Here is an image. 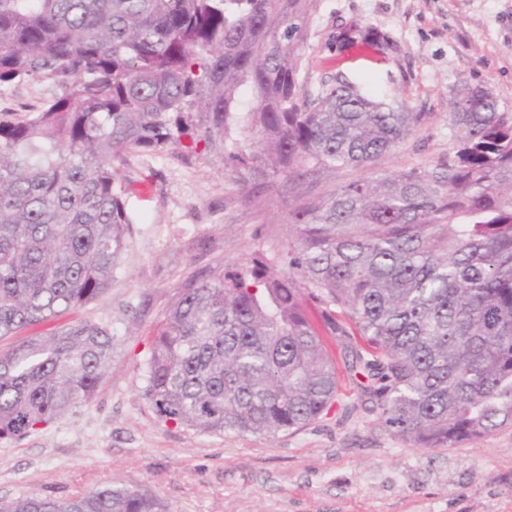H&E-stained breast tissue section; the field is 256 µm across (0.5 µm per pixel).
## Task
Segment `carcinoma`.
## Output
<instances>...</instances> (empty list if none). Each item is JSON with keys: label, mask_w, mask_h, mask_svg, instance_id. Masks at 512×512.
<instances>
[{"label": "carcinoma", "mask_w": 512, "mask_h": 512, "mask_svg": "<svg viewBox=\"0 0 512 512\" xmlns=\"http://www.w3.org/2000/svg\"><path fill=\"white\" fill-rule=\"evenodd\" d=\"M318 0H0V87L60 97L0 113V441L75 416L116 346L90 319L27 330L98 300L130 220L129 152L176 145L234 181L363 175L288 203V239L179 289L148 348L145 398L168 423L273 438L328 413L337 336L386 428L455 448L512 425V107L484 86L448 106V152L384 162L424 113L338 72L305 90ZM373 28L346 47L376 50ZM0 512H170L113 482Z\"/></svg>", "instance_id": "cac0c4a2"}]
</instances>
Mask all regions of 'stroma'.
<instances>
[{
  "mask_svg": "<svg viewBox=\"0 0 512 512\" xmlns=\"http://www.w3.org/2000/svg\"><path fill=\"white\" fill-rule=\"evenodd\" d=\"M376 27L371 59L341 38ZM308 90L337 72L427 121L386 160L424 166L448 150V100L483 85L512 106V0H319L304 50ZM34 81L0 89V111L59 97ZM222 163L177 146L132 153L116 179L131 220L122 264L98 301L48 322L108 324L117 348L95 397L73 417L0 442V499L70 497L137 485L171 512H512V426L456 448H415L389 433L346 369L328 415L276 437L208 435L158 419L144 397L148 344L177 289L285 240L288 182L239 190Z\"/></svg>",
  "mask_w": 512,
  "mask_h": 512,
  "instance_id": "35a3bbf8",
  "label": "stroma"
}]
</instances>
